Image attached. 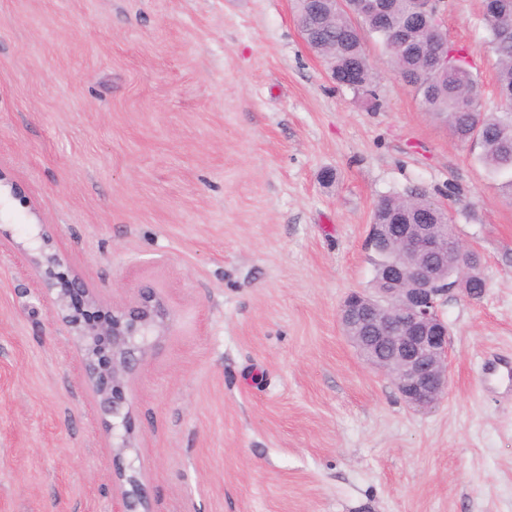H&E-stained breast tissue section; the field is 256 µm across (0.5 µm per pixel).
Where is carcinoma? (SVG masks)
I'll use <instances>...</instances> for the list:
<instances>
[{
	"mask_svg": "<svg viewBox=\"0 0 512 512\" xmlns=\"http://www.w3.org/2000/svg\"><path fill=\"white\" fill-rule=\"evenodd\" d=\"M378 17L361 15L360 0H297L300 31L315 51H326L336 64V84L369 91L374 73L363 47L361 29L375 35L393 61L396 72L420 95L427 111L440 117L461 143L480 147L478 160L490 173L505 176L501 191L512 199V0H485L496 11L487 23V45L499 61L496 75L501 112L480 110L482 84L462 60L465 50L443 40L438 26L417 18L415 0H382ZM430 204L426 191L412 188L403 196L378 201L373 222L406 209L419 213ZM481 258H470L472 278L467 297L480 298L486 288L480 273Z\"/></svg>",
	"mask_w": 512,
	"mask_h": 512,
	"instance_id": "1",
	"label": "carcinoma"
}]
</instances>
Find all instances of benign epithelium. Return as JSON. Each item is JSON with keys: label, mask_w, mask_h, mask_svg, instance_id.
Here are the masks:
<instances>
[{"label": "benign epithelium", "mask_w": 512, "mask_h": 512, "mask_svg": "<svg viewBox=\"0 0 512 512\" xmlns=\"http://www.w3.org/2000/svg\"><path fill=\"white\" fill-rule=\"evenodd\" d=\"M406 211L403 224L372 225V243L396 241L408 261L388 262L383 271L385 287L371 297L354 291L344 300L340 322L368 366L396 378L406 403L418 410L436 405L448 388V324L439 306L454 289L466 293L468 246L448 238L434 225L414 221ZM33 258L42 293L51 315L61 321L82 355V378L103 412L116 419L112 428L124 434L112 448V463L120 480L117 493L122 512H150L142 483L126 473L124 454L132 447L133 428L124 413V380L132 374L136 354L145 352L148 336L166 327L169 312L151 287L138 289L134 305L114 307L87 288L77 277L59 268L64 260L40 237ZM459 271L448 286L442 275L448 267Z\"/></svg>", "instance_id": "benign-epithelium-1"}]
</instances>
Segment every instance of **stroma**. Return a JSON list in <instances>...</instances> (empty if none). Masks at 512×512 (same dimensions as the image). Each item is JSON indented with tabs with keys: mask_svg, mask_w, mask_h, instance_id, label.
Here are the masks:
<instances>
[{
	"mask_svg": "<svg viewBox=\"0 0 512 512\" xmlns=\"http://www.w3.org/2000/svg\"><path fill=\"white\" fill-rule=\"evenodd\" d=\"M442 28L498 112L484 0ZM336 86L294 0H0V512H121L112 437L30 256L47 233L116 306L170 316L125 385L152 512H512V200L372 35ZM334 183L322 182L325 170ZM444 205L481 257L449 386L416 411L346 340L378 200Z\"/></svg>",
	"mask_w": 512,
	"mask_h": 512,
	"instance_id": "1",
	"label": "stroma"
}]
</instances>
